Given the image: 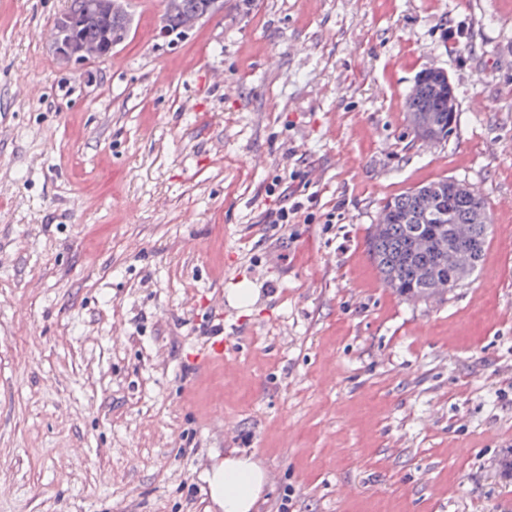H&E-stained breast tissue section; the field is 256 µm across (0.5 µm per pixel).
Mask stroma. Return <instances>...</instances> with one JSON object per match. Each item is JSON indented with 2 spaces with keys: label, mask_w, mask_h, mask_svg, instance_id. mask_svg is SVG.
<instances>
[{
  "label": "stroma",
  "mask_w": 512,
  "mask_h": 512,
  "mask_svg": "<svg viewBox=\"0 0 512 512\" xmlns=\"http://www.w3.org/2000/svg\"><path fill=\"white\" fill-rule=\"evenodd\" d=\"M131 4L68 65L65 0H0V512H221L233 451L254 512H512V0H224L169 37ZM430 67L438 144L406 112ZM444 177L493 235L462 287L399 297L370 226ZM281 192L304 207L266 223ZM93 6L89 2L86 9L80 10V4L72 10L63 11L56 19L53 36V48L56 54L66 62H84L95 54L88 53L76 38V32L81 25V11H86ZM443 80L447 90L438 81ZM422 71L410 90L407 99V114L414 138L429 143L446 141L454 132L457 112L454 89L446 73L437 67ZM448 95V107L446 98ZM209 485L211 496L223 505L224 512H252L264 489L265 473L250 457L229 454Z\"/></svg>",
  "instance_id": "1"
}]
</instances>
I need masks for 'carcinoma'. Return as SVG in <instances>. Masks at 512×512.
I'll return each instance as SVG.
<instances>
[{"mask_svg": "<svg viewBox=\"0 0 512 512\" xmlns=\"http://www.w3.org/2000/svg\"><path fill=\"white\" fill-rule=\"evenodd\" d=\"M206 0H165L163 16L170 31L193 26ZM105 20L87 17L82 27L90 44L99 41ZM447 90L434 74L422 71L407 99L413 136L429 143L447 140L457 117L448 114ZM449 178H439L387 200L372 225L368 254L385 287L406 299L433 298L463 285L480 266L492 233V221L473 223L477 211L489 214L483 196L448 191Z\"/></svg>", "mask_w": 512, "mask_h": 512, "instance_id": "cac0c4a2", "label": "carcinoma"}]
</instances>
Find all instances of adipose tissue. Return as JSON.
Here are the masks:
<instances>
[{"label":"adipose tissue","mask_w":512,"mask_h":512,"mask_svg":"<svg viewBox=\"0 0 512 512\" xmlns=\"http://www.w3.org/2000/svg\"><path fill=\"white\" fill-rule=\"evenodd\" d=\"M212 497L224 512H253L264 489L265 473L261 465L245 456L227 455L209 482Z\"/></svg>","instance_id":"obj_1"}]
</instances>
